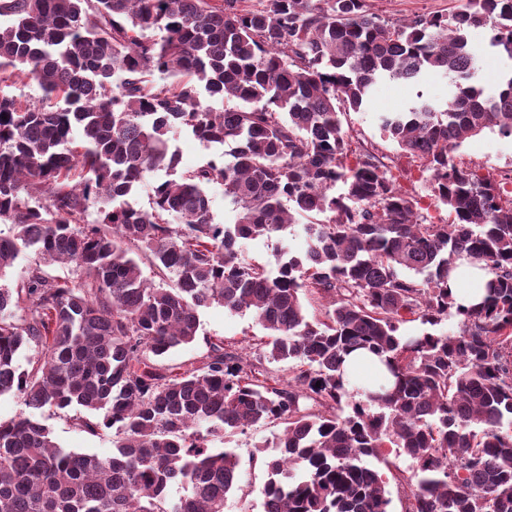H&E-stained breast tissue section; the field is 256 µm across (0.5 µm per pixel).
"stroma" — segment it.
Instances as JSON below:
<instances>
[{
  "label": "stroma",
  "mask_w": 512,
  "mask_h": 512,
  "mask_svg": "<svg viewBox=\"0 0 512 512\" xmlns=\"http://www.w3.org/2000/svg\"><path fill=\"white\" fill-rule=\"evenodd\" d=\"M368 8L383 18L407 19L421 14L448 15L463 7L465 0H366ZM491 27L474 31V43L482 62L480 84L486 92H493L499 80L512 72V60L497 55L488 46ZM448 96V81L436 75L416 83L383 81L378 85L371 103L363 110L347 111L340 119L344 130L371 144L386 163L398 166L404 173L406 189L414 193L420 204L434 221L446 220L445 208L436 207L430 197L427 176L416 163L401 155L395 144L383 136L376 124L375 116L380 112H405L417 101L426 98L441 101ZM454 158L463 166L496 169L506 173L512 171V139L498 133L486 131L466 139L454 152ZM287 246L291 254L304 255L307 248L300 226H293L280 232L272 239L257 238L243 243V256L250 262L269 267L276 264L279 246ZM198 336L194 343L174 349L163 359L166 368H176L197 362L207 352L211 342L223 341L225 348L237 354L255 355L265 329L250 313L232 314L222 306L212 305L199 316ZM42 418L53 430L55 441L63 448L76 452L108 455L112 452V435L104 433L90 435L75 428L66 418L58 416L53 408L42 411ZM283 431L280 423L250 427L236 433L225 441L226 448L234 450L240 458V488L229 496L225 512H264L261 489L267 479L263 464L264 455L260 446H274Z\"/></svg>",
  "instance_id": "1"
}]
</instances>
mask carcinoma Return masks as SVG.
I'll use <instances>...</instances> for the list:
<instances>
[{"instance_id": "obj_1", "label": "carcinoma", "mask_w": 512, "mask_h": 512, "mask_svg": "<svg viewBox=\"0 0 512 512\" xmlns=\"http://www.w3.org/2000/svg\"><path fill=\"white\" fill-rule=\"evenodd\" d=\"M0 17V84L41 91L38 104L0 91V280L35 257L0 284V397L25 406L0 420V512H224L240 459L209 443L273 421L264 512H390L370 465L388 444L412 460L406 512H512V176L453 157L486 130L512 137V75L485 93L470 38L493 20L490 46L512 60V0L394 22L365 0H0ZM429 74L449 79L446 101L378 121L430 173L446 223L338 117L382 79ZM178 131L231 159L177 172ZM160 170L150 209L132 205ZM213 185L230 224L214 221ZM299 216L304 258L242 257V241ZM460 260L487 275L467 307L448 288ZM54 263L75 277H49ZM213 304L253 313L262 351L212 342L176 372L145 360L192 343ZM416 320L431 330L406 335ZM359 349L387 376L356 399L344 363ZM279 362L292 378L265 367ZM46 406L112 431V454L62 448Z\"/></svg>"}]
</instances>
